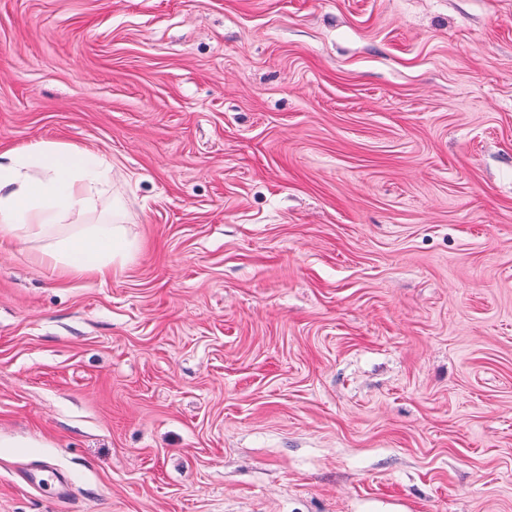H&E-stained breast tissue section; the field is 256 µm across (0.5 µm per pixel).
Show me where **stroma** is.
Segmentation results:
<instances>
[{
	"label": "stroma",
	"mask_w": 512,
	"mask_h": 512,
	"mask_svg": "<svg viewBox=\"0 0 512 512\" xmlns=\"http://www.w3.org/2000/svg\"><path fill=\"white\" fill-rule=\"evenodd\" d=\"M38 141L140 249L0 242V512H512V0H0Z\"/></svg>",
	"instance_id": "1"
}]
</instances>
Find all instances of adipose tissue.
<instances>
[{"label":"adipose tissue","instance_id":"obj_1","mask_svg":"<svg viewBox=\"0 0 512 512\" xmlns=\"http://www.w3.org/2000/svg\"><path fill=\"white\" fill-rule=\"evenodd\" d=\"M112 164L42 141L0 155V238L32 249L56 278L106 276L139 249L120 205L105 207Z\"/></svg>","mask_w":512,"mask_h":512}]
</instances>
